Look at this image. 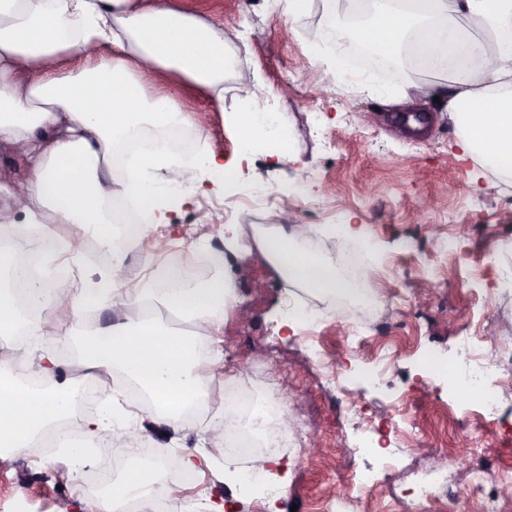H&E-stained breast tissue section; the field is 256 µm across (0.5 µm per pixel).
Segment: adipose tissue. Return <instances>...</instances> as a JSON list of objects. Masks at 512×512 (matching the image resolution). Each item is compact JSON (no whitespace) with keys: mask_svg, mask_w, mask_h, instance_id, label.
Returning <instances> with one entry per match:
<instances>
[{"mask_svg":"<svg viewBox=\"0 0 512 512\" xmlns=\"http://www.w3.org/2000/svg\"><path fill=\"white\" fill-rule=\"evenodd\" d=\"M324 30L317 52L335 83L354 76L371 95L397 103L438 99L460 132L462 159H472L502 176L512 175V0H389L368 26L345 22L347 0H324ZM418 33L415 47L434 73L419 83L400 67L404 41ZM224 27L169 0H0V153L27 146L20 179L30 232L56 237V225L79 224L111 252L99 281L46 289L40 278L14 269L0 287V334L14 333L18 298L41 309L29 333L71 344L61 325L68 318L105 308L116 320L89 332L79 344L86 376L102 380L112 369L127 371L148 393V403L124 406L109 394L100 413L82 421L86 438L98 437L115 414L129 428L122 445L142 447L137 423L161 421L179 428L192 406L206 403L215 361L202 356L193 334H173L143 313L159 300L171 309L220 325L233 290L226 279L156 294L121 282L129 250L112 244L106 204L114 194L138 200L145 226L164 224L179 204L165 173L178 169L189 191L220 195L235 176L223 156L187 140L180 154L142 152L141 133L191 127L186 109L154 83L160 72L180 74L224 106V75L231 60ZM266 87L252 82L244 104L228 120L238 144L271 147L281 156L285 132L269 137L258 102ZM267 249L289 283L330 299L355 293L335 263L313 244V230L292 225L271 233ZM24 376L0 377V454L31 447L36 434L74 409L72 393L55 386L54 354L15 347ZM169 491L168 471L112 485L109 500L88 512H118L130 499L148 504L153 489Z\"/></svg>","mask_w":512,"mask_h":512,"instance_id":"1","label":"adipose tissue"}]
</instances>
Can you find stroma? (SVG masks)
Instances as JSON below:
<instances>
[{
  "mask_svg": "<svg viewBox=\"0 0 512 512\" xmlns=\"http://www.w3.org/2000/svg\"><path fill=\"white\" fill-rule=\"evenodd\" d=\"M173 7L223 24L224 38L236 64L224 77V107L214 108L205 91L178 77L157 76L172 98L187 107L194 131L206 151L223 155L237 169L220 196H195L171 212L170 221L145 235L158 255L144 256L132 247L124 277L144 288L161 280L168 244L179 247L178 259L195 267L199 254L222 240L228 263L220 270L235 293L224 311L220 333L200 322H188L202 336L208 352H221L220 373L208 396L223 401L228 383H248L287 397L289 434L300 435V453L280 456L285 481L273 497L244 492L225 484L224 421L209 415L204 422L173 429L145 423L144 445L167 454L198 451L197 472L177 479L180 496L195 499L196 512L223 505L226 512H324L352 487L354 474L372 466L378 483L369 495L370 512H404L394 501L408 467L438 466L457 459V486H467L479 458L494 467L486 487L500 491L504 471H512V182L474 160H460L456 130L447 113L426 105L434 117L430 131L408 137L389 119V108L348 84L329 85L315 55L323 20L322 0H309L306 16L289 25L282 10L267 0H171ZM259 76L269 89L260 106L280 112L290 128V147L283 158L264 152L243 155L226 119L245 96L240 72ZM269 187L274 203L260 216L225 222L224 209L255 185ZM306 186L321 213L308 219L293 192ZM431 206L416 212L420 199ZM292 214L294 223H313L315 243L332 260L323 231L333 216L363 225L375 251L365 274L374 298L370 305H346L319 297L298 286H285L263 247L245 240L258 226L272 229ZM450 238L455 253L443 256L433 239ZM419 244L405 250L406 241ZM316 306L324 323L316 339L301 341L298 332L281 329L284 299ZM362 325L361 344L350 343L352 325ZM478 336L486 354L498 365L497 389L507 412L487 422L477 415L476 401L450 394L448 379L431 371L427 350L450 361L458 336ZM390 353V388L374 391L351 381L344 399L326 380L327 365L370 366L377 355ZM364 409L365 422L378 426L392 441L391 424L407 415L416 436L394 464L383 453L369 460L351 459L342 449L341 432L349 426L348 405ZM125 419L95 440L97 452L86 471H73L58 457L27 450L0 459V512H86V472L121 459ZM318 450H310L311 439ZM501 512H512V495L499 498Z\"/></svg>",
  "mask_w": 512,
  "mask_h": 512,
  "instance_id": "35a3bbf8",
  "label": "stroma"
}]
</instances>
